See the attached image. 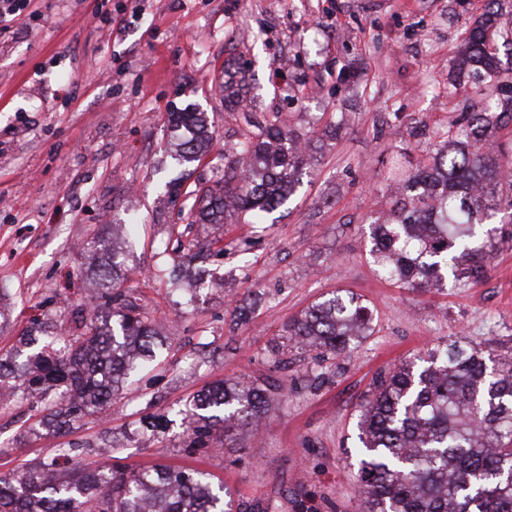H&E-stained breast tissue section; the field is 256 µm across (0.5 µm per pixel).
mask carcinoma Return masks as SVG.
<instances>
[{"instance_id":"carcinoma-1","label":"carcinoma","mask_w":512,"mask_h":512,"mask_svg":"<svg viewBox=\"0 0 512 512\" xmlns=\"http://www.w3.org/2000/svg\"><path fill=\"white\" fill-rule=\"evenodd\" d=\"M499 13L488 9L471 31L461 65L471 82L497 70L490 36ZM500 113L481 105L461 116L465 138L449 135L431 169L416 174L393 163L403 194L385 219H376L371 256L380 273L413 290L443 288L448 280L475 286L491 270L497 228H485L499 192L512 187V149L491 141L492 122L512 121V97ZM187 136L175 160H202L213 131L202 112H175ZM238 161L222 179L198 181L186 220L226 224L250 214L260 224L293 192L303 151L292 131L276 122L258 126L237 143ZM97 272L108 314L79 310L84 332L45 336L28 331L13 347L16 363L0 362V407L19 393L50 400L42 421L61 431L81 414L107 415L130 377L170 345L156 331L151 310L118 288L122 261L104 239ZM373 315L354 294L338 291L288 321L284 335L304 350L348 357L372 335ZM271 385L225 381L186 400L193 442L218 426L224 440L261 422ZM356 486L362 512H512V358L451 342L426 350L379 375L359 409ZM61 448L62 471L38 463L18 478L0 476V512H230L224 488L191 467L127 471L93 467Z\"/></svg>"}]
</instances>
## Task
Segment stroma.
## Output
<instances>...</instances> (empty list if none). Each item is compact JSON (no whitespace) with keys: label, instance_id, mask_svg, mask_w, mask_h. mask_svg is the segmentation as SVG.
<instances>
[{"label":"stroma","instance_id":"1","mask_svg":"<svg viewBox=\"0 0 512 512\" xmlns=\"http://www.w3.org/2000/svg\"><path fill=\"white\" fill-rule=\"evenodd\" d=\"M485 0H34L0 18V360L30 329L75 328L77 305L98 304L83 252L96 236L126 253L123 288L153 309L171 347L156 369L113 401L107 418L71 432L42 428L41 407L0 408V475L58 449L98 462L105 437L132 469L191 466L223 480L235 504L269 512H359L358 409L374 378L436 344H480L512 354V244H501L473 287L419 291L382 279L369 255L372 216L399 192L389 161L429 164L473 93L456 74ZM500 67L483 83L512 85V0H501ZM234 80L243 102L225 103ZM205 113L214 130L194 178L224 174V153L246 115L279 116L306 146L293 194L254 226L187 227L186 193L167 184L172 115ZM137 215L134 238L112 227ZM220 238L204 285L157 277L169 239ZM343 289L359 296L374 332L350 357L318 358L289 344L290 319ZM274 384L262 423L234 441L188 451L175 415L214 382ZM172 422L144 433L146 416Z\"/></svg>","mask_w":512,"mask_h":512}]
</instances>
